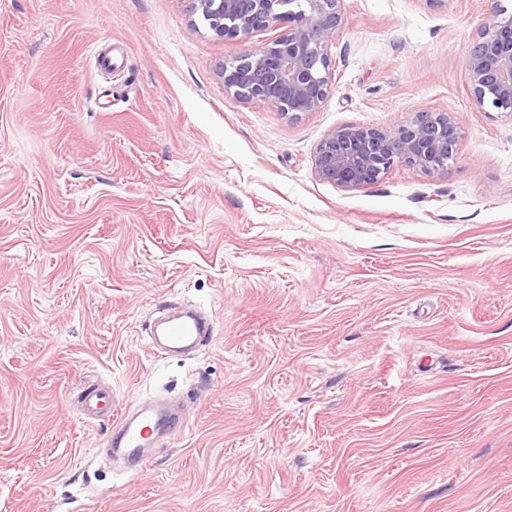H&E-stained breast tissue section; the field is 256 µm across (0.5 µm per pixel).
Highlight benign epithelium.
Masks as SVG:
<instances>
[{
  "label": "benign epithelium",
  "mask_w": 512,
  "mask_h": 512,
  "mask_svg": "<svg viewBox=\"0 0 512 512\" xmlns=\"http://www.w3.org/2000/svg\"><path fill=\"white\" fill-rule=\"evenodd\" d=\"M219 37L247 39L284 29L259 50L226 64L224 90L242 102H273L297 117L318 112L331 86L329 49L344 23V0H194ZM470 91L478 107L512 112V15L496 9L467 53ZM458 127L450 112H417L393 129L342 125L318 145L317 178L344 189L380 182L396 164L428 172L444 170L453 158Z\"/></svg>",
  "instance_id": "1"
}]
</instances>
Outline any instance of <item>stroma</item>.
Masks as SVG:
<instances>
[{"mask_svg": "<svg viewBox=\"0 0 512 512\" xmlns=\"http://www.w3.org/2000/svg\"><path fill=\"white\" fill-rule=\"evenodd\" d=\"M497 6L344 0L328 100L295 119L219 76L276 31L0 0V512H512V116L466 67ZM446 111L443 171L314 174L338 126ZM175 302L215 314L190 359L148 342ZM100 383L183 403L144 469L80 418Z\"/></svg>", "mask_w": 512, "mask_h": 512, "instance_id": "1", "label": "stroma"}]
</instances>
